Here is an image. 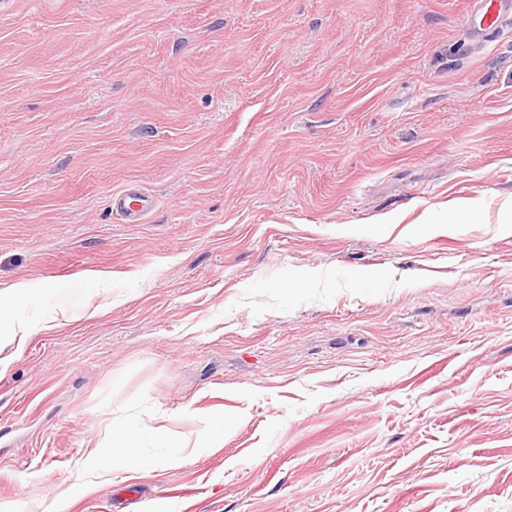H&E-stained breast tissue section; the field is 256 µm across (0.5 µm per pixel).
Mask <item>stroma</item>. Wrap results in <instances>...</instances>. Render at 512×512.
Here are the masks:
<instances>
[{
	"label": "stroma",
	"mask_w": 512,
	"mask_h": 512,
	"mask_svg": "<svg viewBox=\"0 0 512 512\" xmlns=\"http://www.w3.org/2000/svg\"><path fill=\"white\" fill-rule=\"evenodd\" d=\"M468 3L0 0V512H512V32ZM128 422L191 460L88 470ZM112 206L122 212L126 221L139 223L151 208L152 198L139 189H127L112 197ZM34 290L28 283L20 282L12 285L8 293L0 294V324L9 321L15 308L27 302Z\"/></svg>",
	"instance_id": "obj_1"
}]
</instances>
